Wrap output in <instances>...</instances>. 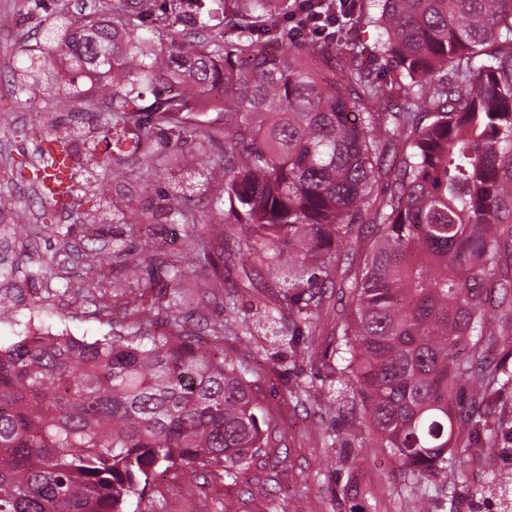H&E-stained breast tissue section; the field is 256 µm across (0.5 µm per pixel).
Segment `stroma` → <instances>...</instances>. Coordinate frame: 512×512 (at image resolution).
<instances>
[{
	"label": "stroma",
	"instance_id": "stroma-1",
	"mask_svg": "<svg viewBox=\"0 0 512 512\" xmlns=\"http://www.w3.org/2000/svg\"><path fill=\"white\" fill-rule=\"evenodd\" d=\"M103 12L105 0H0V270L9 283L0 282V344L15 342L25 329L47 328L79 339L92 340L113 327H131L139 318L153 320L154 332L167 328L171 317L207 336L223 329L224 351L255 366L258 397L269 409L288 441L267 449L246 472L232 481L210 471L194 480L168 471L152 480L143 499H130L126 512H224L235 503L238 512H254L255 500H264L267 512H408L410 497L398 465L370 438L356 431V423L338 405L345 392L325 349L329 336L308 344L305 336L286 342L291 328L288 307L271 295L277 279L274 266L242 256L238 240L215 243L221 253L220 281L200 288L192 271L197 243L186 227L171 222L167 205L186 210L201 224H220L223 211L211 201L224 192V120L213 113L197 115L198 133L188 140L174 133L152 134L151 149L166 155L206 148L212 163L203 185L175 186V171H161L156 181L143 182L140 155L133 152L136 124L113 125L107 112L108 93L95 90L92 108L63 102L60 94L41 87L17 93L13 76L30 64L34 33L60 9ZM67 136L77 152L98 157L118 155L120 167L111 181L90 165L78 169L74 182L77 202L53 207L35 181L40 149L46 135ZM115 197L124 198L125 218L90 224L86 216ZM29 226L28 235H5L4 226ZM151 253L163 269L132 268L127 254ZM174 267L187 293L184 303L171 305L167 267ZM133 284L127 295L110 289L86 296V279ZM234 297L241 320L226 325L224 300ZM263 303L275 319L256 322L252 304ZM461 426L470 433L472 419H481L496 431L494 447L482 457L463 455L448 463L447 474L433 475L419 494L423 512H512V485L501 487L499 472L512 470V431L499 429L500 420L512 419V387L494 386Z\"/></svg>",
	"mask_w": 512,
	"mask_h": 512
}]
</instances>
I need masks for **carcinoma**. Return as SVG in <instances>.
Segmentation results:
<instances>
[{
  "mask_svg": "<svg viewBox=\"0 0 512 512\" xmlns=\"http://www.w3.org/2000/svg\"><path fill=\"white\" fill-rule=\"evenodd\" d=\"M338 24L380 30L371 53L391 66L406 106L375 110L384 90L363 54L327 39L274 46L288 0H112L102 17L59 13L41 29L20 90L58 86L67 62L76 106L108 89L112 122L145 113L151 129L193 133L191 113L224 97V196L241 253L280 270L291 322L322 333L339 287L329 345L348 414L416 494L468 447L460 392L484 393L499 366L484 303L496 288L499 333L512 331V277L489 260L512 239V0H366ZM238 42L221 38L227 19ZM190 26L188 40L174 25ZM62 136L44 139L42 193L61 205L73 176L50 188L54 157L74 171ZM207 151L144 154L152 181L169 166L200 172ZM386 192L376 193L380 181ZM196 272L218 271L200 243ZM147 318L94 341L27 329L0 346V512H125L150 479L207 468L237 479L277 444L256 371L224 353V330L201 336Z\"/></svg>",
  "mask_w": 512,
  "mask_h": 512,
  "instance_id": "1",
  "label": "carcinoma"
}]
</instances>
